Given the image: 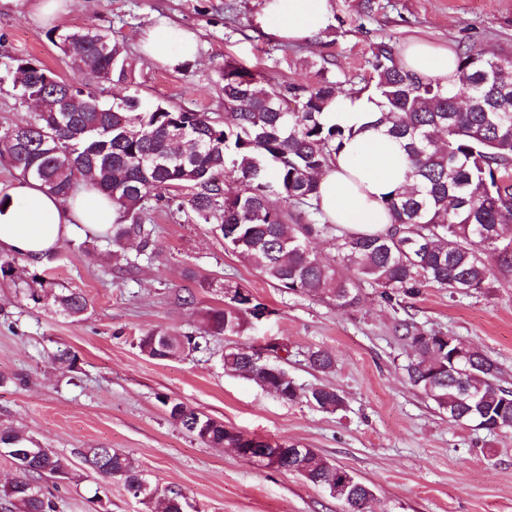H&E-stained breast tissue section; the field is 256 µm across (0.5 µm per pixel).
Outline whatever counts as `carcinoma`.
Listing matches in <instances>:
<instances>
[{"label": "carcinoma", "instance_id": "cac0c4a2", "mask_svg": "<svg viewBox=\"0 0 512 512\" xmlns=\"http://www.w3.org/2000/svg\"><path fill=\"white\" fill-rule=\"evenodd\" d=\"M54 43L72 66L83 71L87 86L78 88L54 72L28 61L10 67L21 98L36 99L35 121L0 135V156L24 177L67 199L79 181L90 178L118 209L112 243L138 241L141 252L154 247V227L145 223L147 202L156 190L180 188L168 202L187 206L203 223L214 226L241 259L283 292L318 295L339 308H354L361 288L381 289L388 302L423 286L449 293H477L487 287L492 270L512 275V71L495 53L466 50L457 57L458 85L448 93L440 83L407 72L394 46L380 42L373 50L375 93L392 135L408 140L406 151L415 183L385 200L391 224L382 233L357 234L332 224L317 204L319 178L333 161L352 127L326 126L321 113L340 93L337 83H273L257 71L224 64L221 73L224 117L208 112L173 110L146 103L138 94L110 102L98 86L127 79L122 46L103 30L77 28L55 35ZM239 189L226 193V180ZM277 199L282 207L275 208ZM332 242L335 255L325 260L309 243ZM230 302L202 310L199 331L148 332L140 351L165 360L200 348L209 336H236L245 315L263 307L241 287L228 288ZM70 317L79 320L87 300L79 292L54 295ZM413 355L405 365L407 380L448 421L489 433L512 431V390L496 386L497 362L455 336L425 333L412 320L394 326ZM252 347L224 351V370L245 374L281 399H306L335 413L345 404L333 387L302 390L288 372L266 360L253 363ZM311 367L331 373L336 357L308 351ZM197 409L182 403L170 421L201 443L230 448L236 435L223 424L196 425ZM28 437L0 429V454L20 463L9 449L26 447ZM92 470L112 471V480L132 493L146 482L138 461L113 448L80 453ZM288 473L331 493L336 474L350 472L328 462L313 448L288 462ZM74 481L71 461L49 448H35L11 484L0 490L6 512H53L37 480ZM356 495L343 502L345 512H370L366 490L355 481ZM181 493L167 490L161 512H180Z\"/></svg>", "mask_w": 512, "mask_h": 512}]
</instances>
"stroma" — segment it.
Masks as SVG:
<instances>
[{"label":"stroma","instance_id":"obj_1","mask_svg":"<svg viewBox=\"0 0 512 512\" xmlns=\"http://www.w3.org/2000/svg\"><path fill=\"white\" fill-rule=\"evenodd\" d=\"M331 4L326 29L296 45L269 33L266 0H79L66 25L106 30L123 47L132 79L106 86L105 98L135 92L175 110L223 113L220 74L228 60L277 81L336 80L346 91L373 89L372 50L380 42L398 50L410 38L485 49L512 68V0ZM39 7L40 0H0V133L35 117L12 88L9 63L41 64L77 87L87 81L52 42ZM163 22L196 34L195 62L172 69L142 55V39ZM146 221L155 227V250L133 275L113 271L111 242H87L75 231L41 264L22 260L12 276H0V427L73 461L85 448L130 453L159 490L183 494L187 512H343L340 501L295 475L196 440L168 421L159 402L168 396L244 435L316 449L372 488L371 512H512V432L449 423L406 383L412 351L394 332L408 314L423 332L458 337L495 360L500 385L512 388L511 276L491 275L488 288L470 295L425 286L396 303L366 287L357 307L340 309L275 288L211 225L166 198L149 201ZM36 275L54 291L82 292L83 318L67 316L52 299L30 300L26 288ZM228 285L249 290L269 316L178 358L140 352L144 333L197 329L203 308L223 306ZM190 293L194 304H181ZM271 342L287 345L282 366L298 385L334 387L344 408L327 413L285 402L225 372V349ZM312 348L335 354L332 373L309 366ZM60 349L77 355L75 369L54 361ZM38 485L56 512H152L120 483L104 484L89 471L76 482Z\"/></svg>","mask_w":512,"mask_h":512}]
</instances>
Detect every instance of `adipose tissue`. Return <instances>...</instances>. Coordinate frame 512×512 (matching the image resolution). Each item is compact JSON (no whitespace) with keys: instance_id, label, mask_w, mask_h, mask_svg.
<instances>
[{"instance_id":"ef3b65f1","label":"adipose tissue","mask_w":512,"mask_h":512,"mask_svg":"<svg viewBox=\"0 0 512 512\" xmlns=\"http://www.w3.org/2000/svg\"><path fill=\"white\" fill-rule=\"evenodd\" d=\"M265 13L273 35L293 41L312 39L329 23V0H267ZM147 56L175 67L195 61L194 33L160 25L143 42ZM404 68L416 76L455 88L456 58L450 48L412 40L402 52ZM382 109L377 94L337 95L324 108L328 125L356 128L328 171L319 179L317 203L325 216L345 230L359 234L383 232L391 218L385 199L408 183L409 164L402 144L377 123ZM0 206V252L40 262L70 236L74 225L91 232L111 230L119 218L109 198L83 182L68 199H61L30 178L17 179Z\"/></svg>"}]
</instances>
